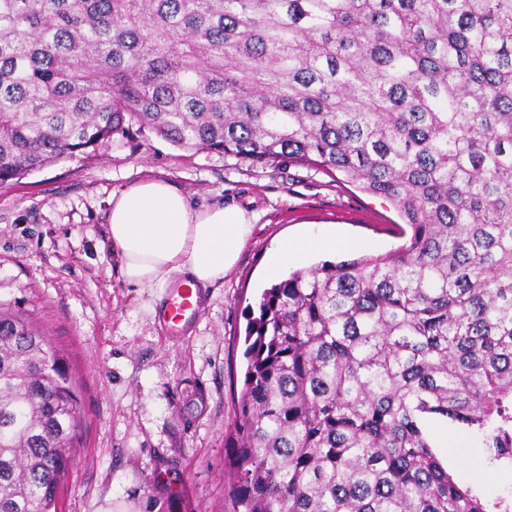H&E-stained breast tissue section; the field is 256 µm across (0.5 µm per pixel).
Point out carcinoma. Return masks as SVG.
Here are the masks:
<instances>
[{
	"label": "carcinoma",
	"mask_w": 512,
	"mask_h": 512,
	"mask_svg": "<svg viewBox=\"0 0 512 512\" xmlns=\"http://www.w3.org/2000/svg\"><path fill=\"white\" fill-rule=\"evenodd\" d=\"M389 201L409 239L263 291L225 447L235 512H512L430 426L512 462V0H0V184L125 124ZM0 309V512H49L71 374ZM431 444L456 482L469 486L488 501L503 498L512 504L511 464L483 466L482 438L478 432L433 426Z\"/></svg>",
	"instance_id": "carcinoma-1"
}]
</instances>
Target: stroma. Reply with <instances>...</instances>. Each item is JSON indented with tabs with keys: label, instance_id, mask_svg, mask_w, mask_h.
<instances>
[{
	"label": "stroma",
	"instance_id": "35a3bbf8",
	"mask_svg": "<svg viewBox=\"0 0 512 512\" xmlns=\"http://www.w3.org/2000/svg\"><path fill=\"white\" fill-rule=\"evenodd\" d=\"M162 176L191 204L236 205L250 240L183 341L160 326L166 289L120 273L107 235L112 192ZM400 218L340 175L285 158L253 166L182 149L129 124L99 153H81L0 185V306L18 312L65 361L80 398L73 464L58 512H232L225 440L236 419L252 310L273 281L283 239L336 231L349 247L315 265L389 254ZM431 444L456 482L512 503V466L483 462L478 432L433 427Z\"/></svg>",
	"mask_w": 512,
	"mask_h": 512
}]
</instances>
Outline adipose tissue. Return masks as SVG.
I'll return each mask as SVG.
<instances>
[{
    "label": "adipose tissue",
    "mask_w": 512,
    "mask_h": 512,
    "mask_svg": "<svg viewBox=\"0 0 512 512\" xmlns=\"http://www.w3.org/2000/svg\"><path fill=\"white\" fill-rule=\"evenodd\" d=\"M108 231L124 281L134 288H163L182 278L191 287H213L236 265L253 224L235 206L191 205L173 184L144 178L113 191ZM335 232L283 243L270 257L271 272L300 261L311 250L342 246Z\"/></svg>",
    "instance_id": "adipose-tissue-1"
}]
</instances>
